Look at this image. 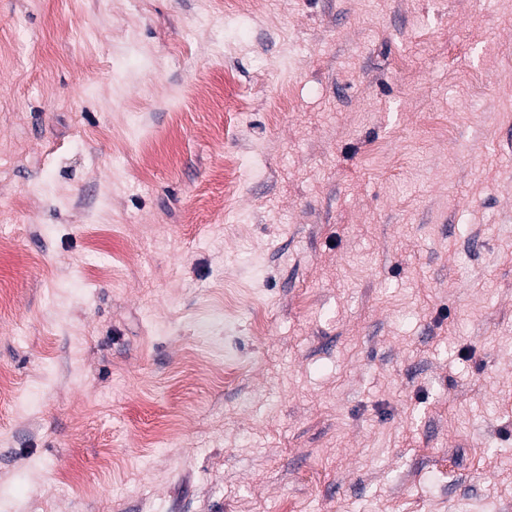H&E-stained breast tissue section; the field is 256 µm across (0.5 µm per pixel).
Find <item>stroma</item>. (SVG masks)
<instances>
[{
	"label": "stroma",
	"instance_id": "obj_1",
	"mask_svg": "<svg viewBox=\"0 0 512 512\" xmlns=\"http://www.w3.org/2000/svg\"><path fill=\"white\" fill-rule=\"evenodd\" d=\"M0 512H512V0H0Z\"/></svg>",
	"mask_w": 512,
	"mask_h": 512
}]
</instances>
